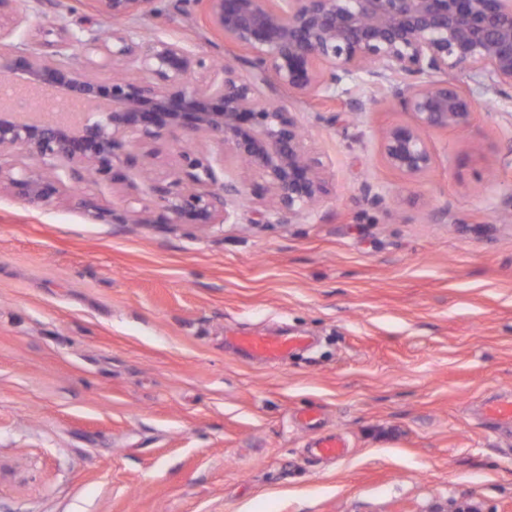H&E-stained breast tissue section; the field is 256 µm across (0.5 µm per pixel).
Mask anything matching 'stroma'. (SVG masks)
I'll return each instance as SVG.
<instances>
[{
  "label": "stroma",
  "mask_w": 512,
  "mask_h": 512,
  "mask_svg": "<svg viewBox=\"0 0 512 512\" xmlns=\"http://www.w3.org/2000/svg\"><path fill=\"white\" fill-rule=\"evenodd\" d=\"M13 42L88 37L91 0H16ZM131 21L224 58L194 0ZM295 109L329 192L302 220L160 224L143 171L26 205L0 185V512H512V100L432 131L411 180L378 132L407 121ZM308 337L276 362L234 334ZM317 411L310 428L300 414ZM347 440L317 460L315 430Z\"/></svg>",
  "instance_id": "stroma-1"
}]
</instances>
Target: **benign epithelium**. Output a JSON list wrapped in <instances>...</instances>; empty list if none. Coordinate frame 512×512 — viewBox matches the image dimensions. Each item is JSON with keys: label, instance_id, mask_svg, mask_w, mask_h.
Segmentation results:
<instances>
[{"label": "benign epithelium", "instance_id": "obj_1", "mask_svg": "<svg viewBox=\"0 0 512 512\" xmlns=\"http://www.w3.org/2000/svg\"><path fill=\"white\" fill-rule=\"evenodd\" d=\"M158 0H94L95 23L108 36L58 38L23 52L7 42L23 22L0 0V77L22 81L71 102L105 100L93 122L58 114L31 123L0 106V157L20 162L0 176L22 201L40 207L68 185L127 180L135 152L161 139L185 146L171 184L152 179L149 192L162 224L227 222L244 200L263 201V224L294 222L328 193L324 166L301 132L295 112L277 97L336 99L358 74L376 98H351L350 112L392 101L410 120L380 134L387 165L418 178L432 168L426 133L466 130L481 110L475 94L512 99V0H194L208 30L240 52L249 75L219 67L179 41L144 39L121 25L157 14ZM116 75L99 80L83 65ZM200 137L222 151L224 180L214 164L187 148ZM243 165L250 183L231 165Z\"/></svg>", "mask_w": 512, "mask_h": 512}]
</instances>
